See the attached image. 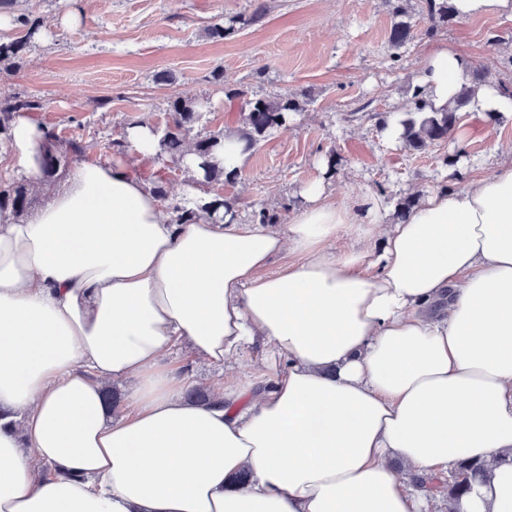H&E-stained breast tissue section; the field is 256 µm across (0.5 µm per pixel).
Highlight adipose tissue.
<instances>
[{
    "label": "adipose tissue",
    "instance_id": "1",
    "mask_svg": "<svg viewBox=\"0 0 512 512\" xmlns=\"http://www.w3.org/2000/svg\"><path fill=\"white\" fill-rule=\"evenodd\" d=\"M469 70L437 47L420 84L441 108ZM124 138L33 212L0 210V512H420L463 458L492 471L454 512H512V164L396 223L381 195L309 183L276 229L180 224L137 172L152 126ZM46 150L14 113L0 169L41 182ZM181 343L217 364L258 347L263 389L186 401ZM128 378L116 421L102 387Z\"/></svg>",
    "mask_w": 512,
    "mask_h": 512
}]
</instances>
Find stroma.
Wrapping results in <instances>:
<instances>
[{
    "label": "stroma",
    "instance_id": "1",
    "mask_svg": "<svg viewBox=\"0 0 512 512\" xmlns=\"http://www.w3.org/2000/svg\"><path fill=\"white\" fill-rule=\"evenodd\" d=\"M425 0H22L21 11L41 20L22 68L0 76V96L42 98L41 124L64 139L104 155V145L146 121L163 125L167 102L195 101L213 131H239L241 101L308 93L304 111L273 129L252 149L233 182L203 186V193L263 208L286 223L303 205L301 187L322 182L330 200L365 193L397 201L437 188L468 186L512 163V116L491 120L468 111L459 137L422 152L380 133L375 114L394 120L410 108L412 91L431 48L443 44L471 62L483 83L512 91V19L485 13L455 16L430 26ZM262 22H251L256 9ZM404 9L412 25L404 47L389 36ZM230 22L235 32L214 39L209 28ZM335 170H328V158ZM254 350L218 365L173 349L169 364L194 384L253 380Z\"/></svg>",
    "mask_w": 512,
    "mask_h": 512
}]
</instances>
